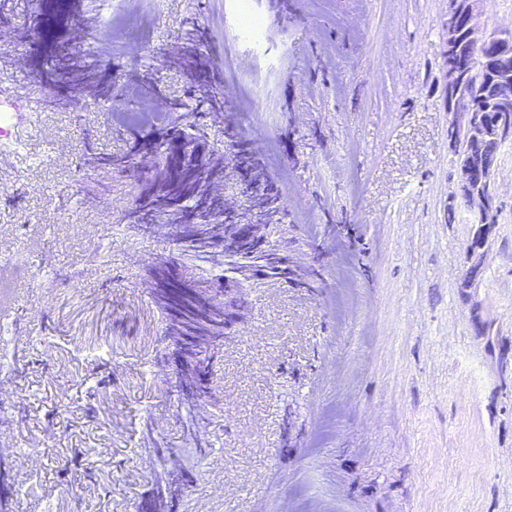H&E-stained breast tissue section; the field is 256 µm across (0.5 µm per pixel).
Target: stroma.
<instances>
[{"mask_svg":"<svg viewBox=\"0 0 512 512\" xmlns=\"http://www.w3.org/2000/svg\"><path fill=\"white\" fill-rule=\"evenodd\" d=\"M30 13L0 20V84L47 97ZM112 0L111 34L77 43L102 66H151L138 105L106 108L74 73L71 108L20 129L0 168V259L15 286L0 311V499L8 512H136L155 440L194 467L175 512H512V141L476 283L475 209L448 148V0ZM199 26L227 134L256 152L283 197L269 239L288 274L245 282L248 308L213 367L218 403L197 459L165 360L148 271L176 258L175 230L128 223L138 173L78 166L86 140L129 146L131 116L165 122L155 90L186 79L161 52Z\"/></svg>","mask_w":512,"mask_h":512,"instance_id":"obj_1","label":"stroma"}]
</instances>
